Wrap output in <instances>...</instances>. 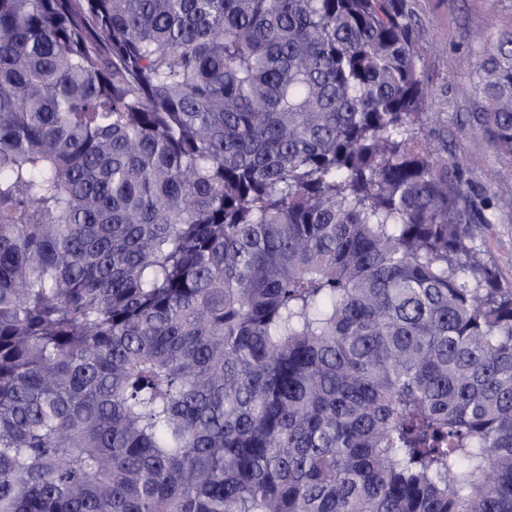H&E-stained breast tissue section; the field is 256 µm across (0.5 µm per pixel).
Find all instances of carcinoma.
Segmentation results:
<instances>
[{
	"mask_svg": "<svg viewBox=\"0 0 512 512\" xmlns=\"http://www.w3.org/2000/svg\"><path fill=\"white\" fill-rule=\"evenodd\" d=\"M409 0H0V512H512V200ZM459 121L512 160V35ZM487 249L499 267L512 278V224H497L496 234Z\"/></svg>",
	"mask_w": 512,
	"mask_h": 512,
	"instance_id": "1",
	"label": "carcinoma"
}]
</instances>
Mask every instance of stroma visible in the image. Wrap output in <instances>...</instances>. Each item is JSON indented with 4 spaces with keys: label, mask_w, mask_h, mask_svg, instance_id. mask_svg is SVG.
Returning a JSON list of instances; mask_svg holds the SVG:
<instances>
[{
    "label": "stroma",
    "mask_w": 512,
    "mask_h": 512,
    "mask_svg": "<svg viewBox=\"0 0 512 512\" xmlns=\"http://www.w3.org/2000/svg\"><path fill=\"white\" fill-rule=\"evenodd\" d=\"M414 9L432 111L451 120L479 111L481 99L470 76L483 41L512 31V0H414ZM448 142L473 164L480 186H512V161L501 159L483 138L451 123Z\"/></svg>",
    "instance_id": "stroma-1"
}]
</instances>
